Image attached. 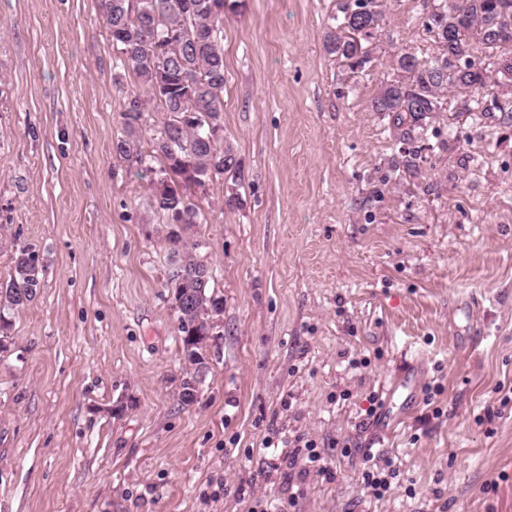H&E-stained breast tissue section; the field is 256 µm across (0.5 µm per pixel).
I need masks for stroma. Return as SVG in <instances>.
<instances>
[{
  "label": "stroma",
  "mask_w": 512,
  "mask_h": 512,
  "mask_svg": "<svg viewBox=\"0 0 512 512\" xmlns=\"http://www.w3.org/2000/svg\"><path fill=\"white\" fill-rule=\"evenodd\" d=\"M348 2L227 0L224 137L244 179L192 193L186 236L224 313L185 408L165 226L114 151L140 83L98 0H0V280L20 242L43 266L0 351V512H512V96L400 138L371 100L398 51L435 53L421 21L444 0H376L354 70L324 50ZM412 359L423 387L375 441L367 398ZM275 435L314 447L262 450ZM370 443L400 470L379 501Z\"/></svg>",
  "instance_id": "35a3bbf8"
}]
</instances>
